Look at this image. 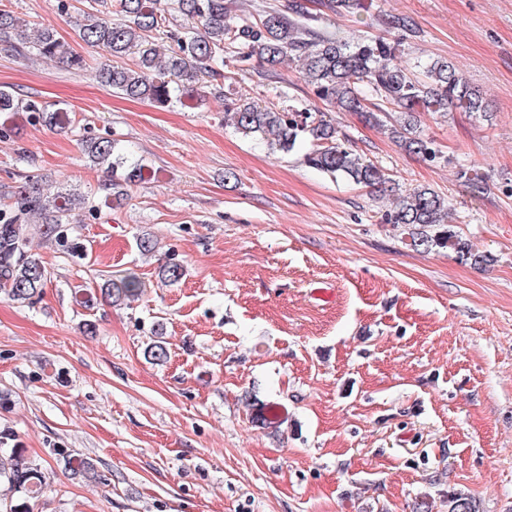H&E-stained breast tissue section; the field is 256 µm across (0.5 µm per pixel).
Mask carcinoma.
I'll use <instances>...</instances> for the list:
<instances>
[{
    "label": "carcinoma",
    "mask_w": 512,
    "mask_h": 512,
    "mask_svg": "<svg viewBox=\"0 0 512 512\" xmlns=\"http://www.w3.org/2000/svg\"><path fill=\"white\" fill-rule=\"evenodd\" d=\"M183 17L177 28L170 27L169 0H92L89 10L75 21V33L85 44L104 50L112 59L135 55L136 66L105 64L100 79L112 91L160 105L190 98L189 85L208 77L224 76V54L255 57L277 64L286 57L301 62L302 73L317 97L329 110L352 112L366 121L377 115L366 110L363 90L368 89L394 107L398 116L390 124L391 138L405 152L425 160L437 158L433 142L417 131V113L487 112L486 93L460 74L449 61H433L412 71L397 62L399 44L383 37L349 43L340 34L315 31L307 25L311 16L301 0H292L289 14L269 11L259 21L236 20L228 14L224 0H174ZM164 36L173 49L158 60L155 39ZM35 55L49 61H64L83 67L81 55L67 49L57 31L50 27L29 35L26 24L9 10L0 9V51ZM0 112H26L33 123L66 127V110L52 109L35 99H21L0 88ZM224 122L240 133L263 143L273 152L287 154L304 140L313 149L306 154L311 167L344 177L379 193L387 192L389 178L354 150L338 142L336 126L325 113L299 112L235 99L224 104ZM85 154L96 166L110 173L105 203H120L126 188L154 178L141 160L131 161L116 152L110 137L82 141ZM394 207L382 215L385 224L411 226V246L431 250L453 245L460 256L483 264L486 255L471 252L469 245L448 230V201L428 187H417L396 195ZM94 214L95 199L66 189L47 200L34 181L20 187L14 202L0 207V292L12 301L31 302L47 280V269L30 248L32 225L39 224L42 237L63 250H73L71 237L75 210ZM165 282H179L183 265L168 262L159 267ZM143 282L135 272L110 280L104 294L113 303L142 293ZM274 402L256 403L255 419L271 426L280 421ZM13 432L0 430V512H29L27 502L42 496L50 482L42 462L20 448L8 447ZM66 469L88 479L100 478L94 464L83 458L60 453ZM448 512H475L471 497L462 490L448 494Z\"/></svg>",
    "instance_id": "1"
}]
</instances>
